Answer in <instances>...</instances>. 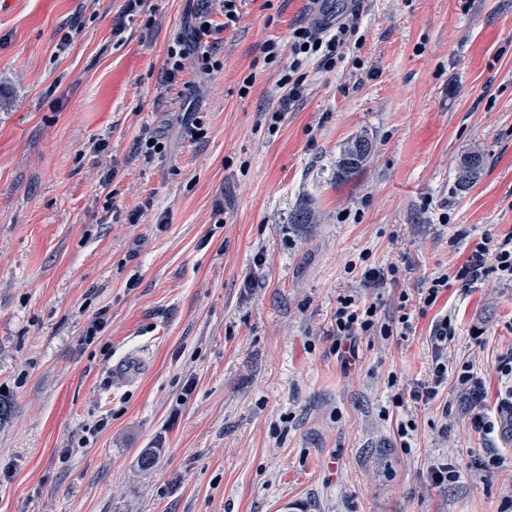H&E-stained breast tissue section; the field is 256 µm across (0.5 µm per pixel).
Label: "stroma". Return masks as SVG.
I'll return each mask as SVG.
<instances>
[{"mask_svg": "<svg viewBox=\"0 0 512 512\" xmlns=\"http://www.w3.org/2000/svg\"><path fill=\"white\" fill-rule=\"evenodd\" d=\"M201 6L0 0V512H512V286L417 297L512 234V0H241L233 27L211 14L219 69L165 82ZM351 14L343 61L303 65L269 131L281 67L264 43ZM146 126L163 153L137 151ZM358 135L373 151L336 180ZM472 149L488 163L462 190ZM304 204L314 223H291ZM392 265L396 280L364 281ZM404 291L411 332L358 338L345 365L338 297L387 318ZM447 313L448 379L414 400ZM479 414L498 423L484 439ZM490 448L504 467L483 468ZM447 460L461 477L435 487ZM182 46V39L177 40L176 46L170 47L167 59L164 63L165 76L169 81H174L178 74L185 69L186 52Z\"/></svg>", "mask_w": 512, "mask_h": 512, "instance_id": "obj_1", "label": "stroma"}]
</instances>
